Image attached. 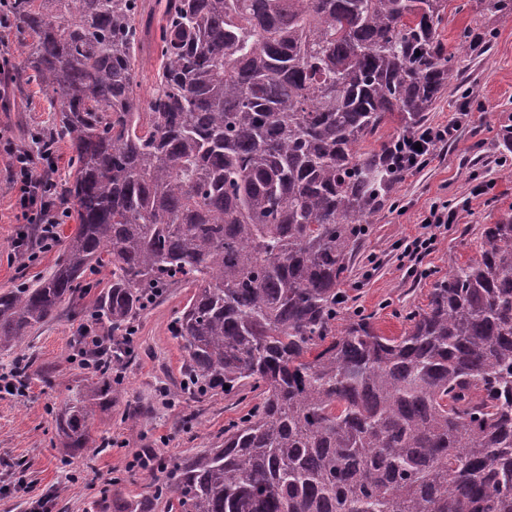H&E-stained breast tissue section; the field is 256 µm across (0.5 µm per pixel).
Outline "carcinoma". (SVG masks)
<instances>
[{"instance_id":"cac0c4a2","label":"carcinoma","mask_w":512,"mask_h":512,"mask_svg":"<svg viewBox=\"0 0 512 512\" xmlns=\"http://www.w3.org/2000/svg\"><path fill=\"white\" fill-rule=\"evenodd\" d=\"M487 2L512 21V0ZM16 80L61 99L77 228L49 275L0 291V350L29 368L58 315L112 337V364L168 288L184 389L258 392L216 448L166 460L140 497L100 512H512V220L481 227L400 336L348 311L340 285L364 226L399 180L392 122L426 125L470 90L439 40L448 0H9ZM155 55L147 95L143 55ZM110 267L92 310L86 273ZM229 389H224V386ZM95 373L55 416L73 454L105 448Z\"/></svg>"}]
</instances>
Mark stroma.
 Returning <instances> with one entry per match:
<instances>
[{
  "label": "stroma",
  "instance_id": "1",
  "mask_svg": "<svg viewBox=\"0 0 512 512\" xmlns=\"http://www.w3.org/2000/svg\"><path fill=\"white\" fill-rule=\"evenodd\" d=\"M493 30L490 51L479 53L472 40ZM446 51L475 91L472 100L446 90L430 122L448 121L456 112L467 120L450 144L438 146L428 164L396 184L389 205L372 218L352 258V272L343 288L347 306L373 317L379 333L401 335L408 312L428 303L433 285L448 275L452 261L475 257L480 228L512 218V151L501 143L512 127V24L490 10H476L475 0H449L439 26ZM12 105L0 111V134L22 147L32 130H52L59 112L36 84L12 85ZM447 202L457 219L434 251L423 257L420 274L403 266L396 243L415 236L432 202ZM16 192L8 160L0 156V290L18 278L37 282L47 276L61 254L60 246L42 249L29 241L28 259H20L15 241L23 227L16 219ZM191 291L177 284L151 305L137 322L133 355L123 369L121 395L95 407L94 435L111 445L91 462L64 464L67 454L54 435L55 416L72 388L88 375L75 359L82 320L62 315L34 332L28 346L33 366L27 396L0 397V512H31V504L50 497L52 512H97L100 480L122 475L128 460L142 450L191 455L224 439V427L244 414L255 393L207 395L188 402L174 400L182 384L184 353L173 337L171 322ZM137 408V427L124 415Z\"/></svg>",
  "mask_w": 512,
  "mask_h": 512
}]
</instances>
